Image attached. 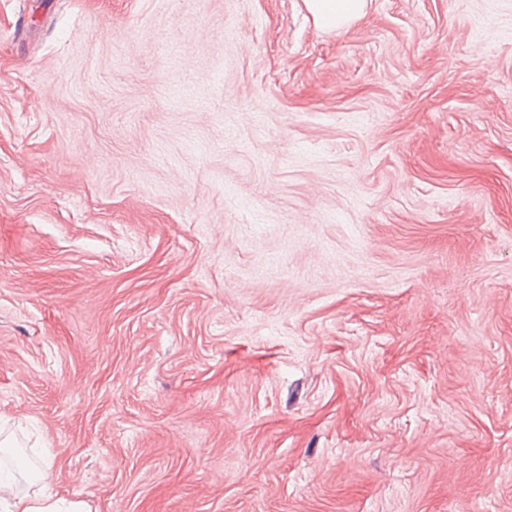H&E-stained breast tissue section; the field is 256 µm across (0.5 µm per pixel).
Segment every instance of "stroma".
Instances as JSON below:
<instances>
[{
	"instance_id": "stroma-1",
	"label": "stroma",
	"mask_w": 512,
	"mask_h": 512,
	"mask_svg": "<svg viewBox=\"0 0 512 512\" xmlns=\"http://www.w3.org/2000/svg\"><path fill=\"white\" fill-rule=\"evenodd\" d=\"M0 441L91 512H512V0H0ZM313 20L323 29L334 30L349 26L366 10V0H304Z\"/></svg>"
}]
</instances>
